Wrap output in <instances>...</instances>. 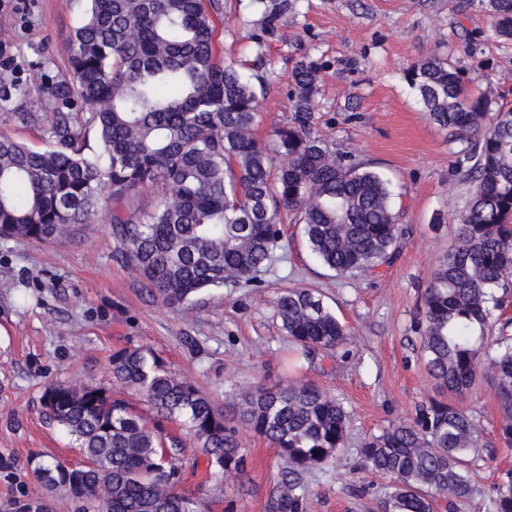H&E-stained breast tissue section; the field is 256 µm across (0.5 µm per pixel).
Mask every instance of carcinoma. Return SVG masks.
I'll return each mask as SVG.
<instances>
[{
    "label": "carcinoma",
    "instance_id": "1",
    "mask_svg": "<svg viewBox=\"0 0 512 512\" xmlns=\"http://www.w3.org/2000/svg\"><path fill=\"white\" fill-rule=\"evenodd\" d=\"M88 2L66 43L69 74L25 99L31 113H58L54 146L33 150L0 135V239L47 243L96 216L102 193L120 204L150 187L157 205L141 216L112 210V234L147 290L172 308L227 282H256L283 247L286 220L336 276L390 263L400 235L390 183L312 134L313 65L295 67L294 121L266 144L255 134L257 88L218 59L204 0ZM466 4L488 14L495 38L512 42V0ZM406 79L430 120L461 144L455 167L469 183L457 244L434 271L417 321L428 373L454 400L420 404L415 417L370 437L360 454L390 478L384 512H456L473 493L469 467L484 446L483 430L460 402L484 374L500 403L501 437L512 445V318L494 317L512 292V105L471 89L464 69L437 54L411 64ZM84 127L95 133V152H84ZM274 309L306 359L347 343L346 327L311 288L280 292ZM112 378L155 422L101 386L46 387L45 417L74 438L87 465L31 461L46 495L12 498L0 512L32 504L53 512L57 494L71 500L72 512H206L202 498L177 491L187 437L213 474H243V444L224 409L152 351H115ZM235 417L283 461L271 512H304L306 474L333 465L344 448L345 407L309 380L259 382ZM165 422L184 436L164 433ZM490 502L491 512H512V472Z\"/></svg>",
    "mask_w": 512,
    "mask_h": 512
}]
</instances>
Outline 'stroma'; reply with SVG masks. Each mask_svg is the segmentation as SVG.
<instances>
[{"mask_svg":"<svg viewBox=\"0 0 512 512\" xmlns=\"http://www.w3.org/2000/svg\"><path fill=\"white\" fill-rule=\"evenodd\" d=\"M459 0H213L215 43L225 62L257 67L265 86L256 134L291 122L289 93L298 62L318 69L317 136L386 174L401 193L402 236L390 264L337 277L311 255L296 227L261 272L260 287L228 284L173 310L150 296L127 263L107 214L34 246L0 240V502L41 487L28 461L57 457L79 467L73 439L45 418L46 386H112V354L151 349L177 375L220 405L257 381L285 385L304 378L339 399L350 415L335 467L312 470L304 512H381L375 496L388 477L365 468L370 436L409 420L437 396L420 354L416 315L433 271L455 242L454 218L468 186L454 175L456 147L424 111L405 72L415 61L478 37L479 58L461 63L473 89L512 101V45L487 34L479 8ZM87 0H0V81L38 96L47 78L67 72L64 43L85 16ZM53 112H28L23 98L0 111V134L36 150L50 147ZM294 287L319 292L349 340L333 357L298 359L273 302ZM464 408L489 444L470 472L474 494L459 512H490L489 493L512 448L499 441L495 389L482 379ZM245 471L230 480L208 474L199 448L184 450L183 494L208 512H269L281 461L276 448L242 430Z\"/></svg>","mask_w":512,"mask_h":512,"instance_id":"obj_1","label":"stroma"}]
</instances>
